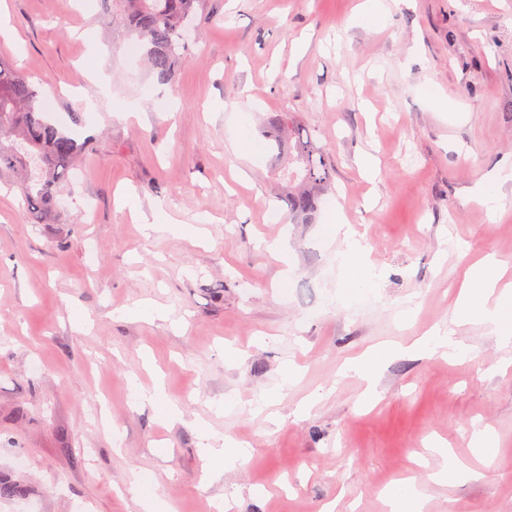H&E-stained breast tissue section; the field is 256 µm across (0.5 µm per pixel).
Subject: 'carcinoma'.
Instances as JSON below:
<instances>
[{"instance_id":"cac0c4a2","label":"carcinoma","mask_w":512,"mask_h":512,"mask_svg":"<svg viewBox=\"0 0 512 512\" xmlns=\"http://www.w3.org/2000/svg\"><path fill=\"white\" fill-rule=\"evenodd\" d=\"M196 0H113L128 37L149 72L161 83L172 81L189 50L186 32ZM46 97L23 73L0 57V174L17 179L27 212L42 221L56 210L60 187L69 182L84 144L48 117ZM260 136L278 159L295 168L277 197L295 224L316 223L323 196L334 190V168L327 148L293 117L266 116ZM17 481L0 475V501L20 496Z\"/></svg>"}]
</instances>
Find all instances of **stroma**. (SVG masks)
Masks as SVG:
<instances>
[{
  "label": "stroma",
  "instance_id": "35a3bbf8",
  "mask_svg": "<svg viewBox=\"0 0 512 512\" xmlns=\"http://www.w3.org/2000/svg\"><path fill=\"white\" fill-rule=\"evenodd\" d=\"M6 2L19 43L0 56L91 148L51 223L0 176V472L26 488L0 512H141L135 474L172 512H388L386 490L410 477L427 512H512V343L472 319L456 333L466 359L408 350L456 316L472 265L512 272V186L496 216L469 201L512 166V0H383L373 28L356 20L365 0H198L170 84L128 55L101 0ZM133 100L137 122L121 112ZM270 112L334 160L321 221L340 206L376 269L356 293L321 221L291 223L274 198ZM157 205L179 226L144 236L132 209ZM273 240L287 259L263 249ZM140 304L161 317L131 316ZM384 343L406 351L369 399L341 369ZM157 380L184 422L138 404ZM195 420L248 443L247 461L208 481ZM484 427L488 457L471 444ZM432 440L469 476L433 480L443 459L417 461Z\"/></svg>",
  "mask_w": 512,
  "mask_h": 512
}]
</instances>
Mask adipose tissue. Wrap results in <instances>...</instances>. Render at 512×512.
Segmentation results:
<instances>
[{
  "instance_id": "adipose-tissue-1",
  "label": "adipose tissue",
  "mask_w": 512,
  "mask_h": 512,
  "mask_svg": "<svg viewBox=\"0 0 512 512\" xmlns=\"http://www.w3.org/2000/svg\"><path fill=\"white\" fill-rule=\"evenodd\" d=\"M329 240H340L336 261L345 273V286L359 288L376 276L375 268L367 260V247L346 222L340 209H333L325 226ZM505 271L492 258L482 261L479 269L467 274L463 284V300L458 311L459 321L479 317L489 324L502 341H512V282L505 281ZM200 452L205 460L208 476L223 474L226 467L243 461L249 454L244 443L227 438L217 441L208 433H201Z\"/></svg>"
}]
</instances>
